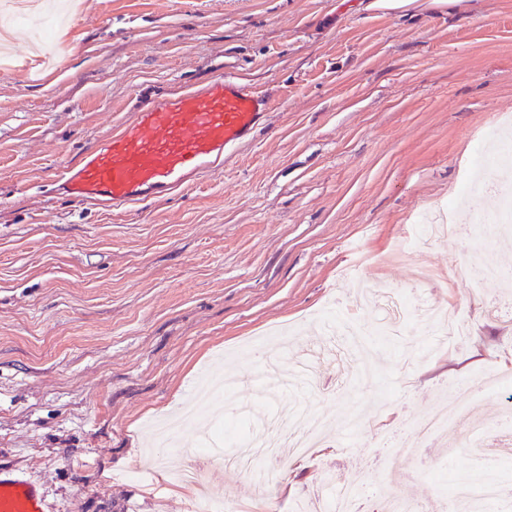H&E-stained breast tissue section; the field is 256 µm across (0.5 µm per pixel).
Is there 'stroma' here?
<instances>
[{
    "instance_id": "obj_1",
    "label": "stroma",
    "mask_w": 512,
    "mask_h": 512,
    "mask_svg": "<svg viewBox=\"0 0 512 512\" xmlns=\"http://www.w3.org/2000/svg\"><path fill=\"white\" fill-rule=\"evenodd\" d=\"M72 0L62 45L42 63L34 26L0 14V471L34 482L51 512H195L205 493L257 512H293L324 483L359 484L362 512L384 490L449 512L458 477L502 493L512 512V389H462L460 416L426 466L414 435L457 380L512 378V320L484 313L508 291L453 278L480 250L512 267L506 232L424 237L420 217L449 201L474 225L477 148L512 133V0ZM224 72L271 100L262 129L222 168L158 201L114 212L56 188L80 159L154 98ZM435 276L423 296L465 308L471 335L428 351L432 328L377 333L378 306L350 307L357 281L383 291ZM352 322L366 339L346 371L321 355L310 392L296 355ZM275 356L280 377L215 399L160 445L203 376H237ZM262 418L307 407L327 447L280 466L259 489L239 469L187 456L212 422L245 404ZM488 424L485 438L468 426ZM415 456H408V449ZM195 465L196 487L166 482Z\"/></svg>"
}]
</instances>
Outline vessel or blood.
<instances>
[{
	"mask_svg": "<svg viewBox=\"0 0 512 512\" xmlns=\"http://www.w3.org/2000/svg\"><path fill=\"white\" fill-rule=\"evenodd\" d=\"M268 109L249 84L217 76L136 113L96 150L63 165L58 187L115 210L187 189L253 139ZM0 512L49 510L28 481L0 476Z\"/></svg>",
	"mask_w": 512,
	"mask_h": 512,
	"instance_id": "vessel-or-blood-1",
	"label": "vessel or blood"
}]
</instances>
